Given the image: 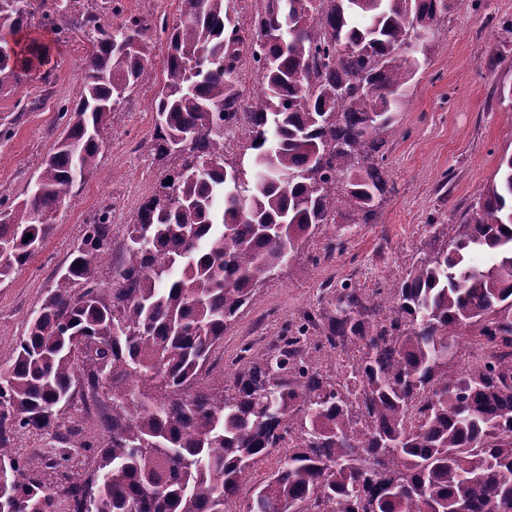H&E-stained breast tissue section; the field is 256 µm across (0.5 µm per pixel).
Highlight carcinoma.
<instances>
[{"label":"carcinoma","instance_id":"1","mask_svg":"<svg viewBox=\"0 0 512 512\" xmlns=\"http://www.w3.org/2000/svg\"><path fill=\"white\" fill-rule=\"evenodd\" d=\"M255 2L246 37L234 0H182L172 25L130 15L110 28L93 9L73 18L78 0H0V91L51 62L48 43L19 51L35 15L55 42L80 27L90 44L80 95L57 112L61 137L23 198L0 200V284L42 251L51 214L99 166L102 115L134 90L157 86L149 148L181 160L122 242L110 207L97 211L0 368V503L58 512L63 495L72 512H359L366 498L369 512H512V154L453 234L429 225L399 282L322 283L336 294L327 323L287 324L273 350L242 347L234 372L214 380L224 334L256 290L338 214L350 224L376 214L382 134L418 66L413 34L461 0ZM156 34L167 43L159 84L148 63ZM247 66L260 84L249 102L236 89ZM233 120L241 170L219 135ZM464 334L493 359L456 367L448 348ZM352 346L337 375L312 360ZM78 395L108 409L100 444L62 430ZM20 431L55 433V460L20 454ZM288 431L295 448L237 508L246 477ZM72 448L92 456L88 474L73 472ZM364 457L381 477L368 478Z\"/></svg>","mask_w":512,"mask_h":512}]
</instances>
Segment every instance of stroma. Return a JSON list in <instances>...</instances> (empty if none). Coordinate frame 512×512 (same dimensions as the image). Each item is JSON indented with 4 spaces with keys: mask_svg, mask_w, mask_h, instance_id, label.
Masks as SVG:
<instances>
[{
    "mask_svg": "<svg viewBox=\"0 0 512 512\" xmlns=\"http://www.w3.org/2000/svg\"><path fill=\"white\" fill-rule=\"evenodd\" d=\"M510 18L512 0H483L478 8L465 0L428 30L406 101L386 134L388 190L373 222L350 224L337 216L345 248L330 259L323 256V237L307 242L228 329L225 359L247 344L272 349L284 322L329 310L325 280L369 289L395 283L405 273L402 257L425 250L429 224L458 223L500 157L512 153V101L500 95L512 87V31L503 26ZM88 50L84 34L73 30L69 42L53 47L50 73L36 72L0 92V199L21 197L59 138L57 109L79 96ZM152 94L147 87L135 90L110 115L97 171L54 214L55 231L43 250L0 285V365L10 361L56 268L93 215L111 206L116 226H123L158 189L165 165L148 148Z\"/></svg>",
    "mask_w": 512,
    "mask_h": 512,
    "instance_id": "stroma-1",
    "label": "stroma"
}]
</instances>
